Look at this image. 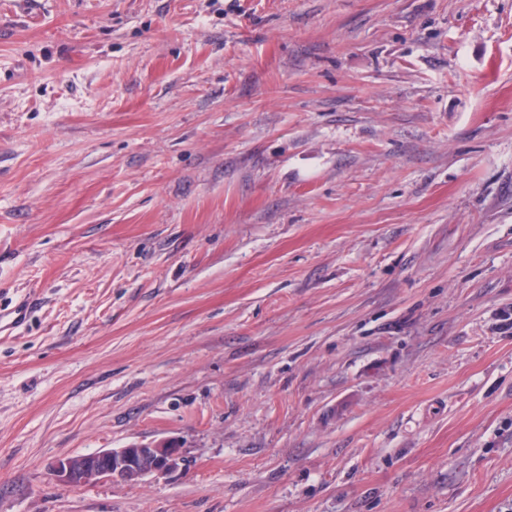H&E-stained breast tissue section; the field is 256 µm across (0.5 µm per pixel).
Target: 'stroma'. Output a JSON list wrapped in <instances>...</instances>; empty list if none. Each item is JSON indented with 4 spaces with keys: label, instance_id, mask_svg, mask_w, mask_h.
<instances>
[{
    "label": "stroma",
    "instance_id": "obj_1",
    "mask_svg": "<svg viewBox=\"0 0 512 512\" xmlns=\"http://www.w3.org/2000/svg\"><path fill=\"white\" fill-rule=\"evenodd\" d=\"M25 298L0 512H512V0H0ZM180 448L172 441L130 443L88 454L59 456L51 475L61 486L78 489L97 480L134 482L152 475L165 477L178 469Z\"/></svg>",
    "mask_w": 512,
    "mask_h": 512
}]
</instances>
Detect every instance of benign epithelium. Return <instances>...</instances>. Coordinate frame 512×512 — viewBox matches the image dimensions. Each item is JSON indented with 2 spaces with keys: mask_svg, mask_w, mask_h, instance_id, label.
<instances>
[{
  "mask_svg": "<svg viewBox=\"0 0 512 512\" xmlns=\"http://www.w3.org/2000/svg\"><path fill=\"white\" fill-rule=\"evenodd\" d=\"M180 448L172 441L130 443L88 454H66L51 472L61 486L78 489L97 480L134 482L145 476L165 477L178 469Z\"/></svg>",
  "mask_w": 512,
  "mask_h": 512,
  "instance_id": "7a95c632",
  "label": "benign epithelium"
}]
</instances>
